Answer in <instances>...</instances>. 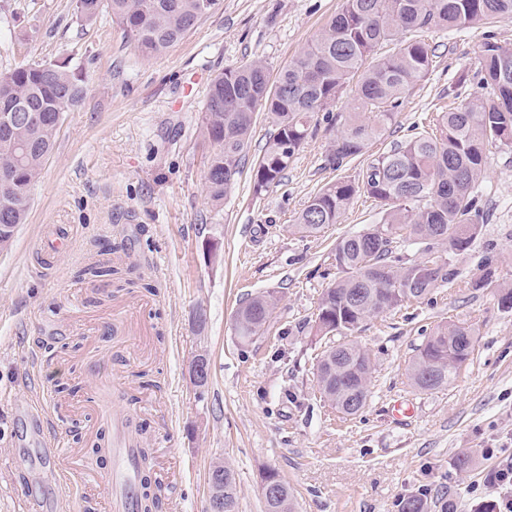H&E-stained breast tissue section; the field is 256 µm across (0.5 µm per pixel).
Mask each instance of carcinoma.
<instances>
[{"mask_svg": "<svg viewBox=\"0 0 512 512\" xmlns=\"http://www.w3.org/2000/svg\"><path fill=\"white\" fill-rule=\"evenodd\" d=\"M218 0H75L76 16L92 22L106 12L146 59L178 45L206 17L202 5ZM512 15V0H342L338 13L320 35L283 66L269 86L260 60L224 69L212 78L201 122L212 147L205 173L211 205L220 208L241 174L252 138L254 117L263 110L275 132L253 167L256 196L278 184L294 156L312 136L315 114L328 112L350 90L356 73L353 111L330 141L327 161L339 170L384 136L405 92L423 81L433 67L435 50L408 34L472 24L494 26ZM393 51L380 56L381 46ZM479 91L440 113L435 130L426 129L373 157L358 178H342L322 187L296 218L295 228L315 236L338 223L358 195L373 199L383 213V240L367 228L336 243L339 277L324 290L311 334L322 335L319 321L332 325L339 340L323 350L317 363L322 394L345 417L349 401L365 407L372 371L369 353L350 336L368 317L427 298L459 271L440 249L465 252L483 219L476 183L485 168V151L512 143V51L488 35L482 47ZM82 69L68 62L17 66L0 75V250L12 244L25 223L31 194L50 156L61 118L62 102L76 106L83 98ZM422 244L434 254L432 265L406 261L401 248ZM91 280L124 279L112 259H98L79 271ZM472 287L494 290L501 306L512 309V286L500 283L493 262L485 264ZM278 302L271 292L245 299L238 307L235 333L243 343L262 335ZM476 332L469 326L437 327L417 348L408 369L411 385L436 390L450 384L474 350ZM279 496L263 500V512H294L293 493L273 472ZM166 486L154 481L143 493L141 512H156ZM224 497L238 512L233 468L224 465Z\"/></svg>", "mask_w": 512, "mask_h": 512, "instance_id": "1", "label": "carcinoma"}]
</instances>
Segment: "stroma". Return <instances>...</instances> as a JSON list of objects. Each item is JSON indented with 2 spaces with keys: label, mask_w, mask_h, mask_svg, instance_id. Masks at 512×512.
Listing matches in <instances>:
<instances>
[{
  "label": "stroma",
  "mask_w": 512,
  "mask_h": 512,
  "mask_svg": "<svg viewBox=\"0 0 512 512\" xmlns=\"http://www.w3.org/2000/svg\"><path fill=\"white\" fill-rule=\"evenodd\" d=\"M341 4L221 0L177 46L144 60L109 16L82 25L75 0H0L11 17L0 32V72L68 58L85 87L63 115L26 223L0 252V512H84L34 452L27 416L36 393L46 409L63 405L58 437L75 449L79 477L112 466L96 453L111 435L100 401L150 449L154 466H176L181 482L163 512H206L216 462L236 472L239 512H262L259 479L269 468L292 489L297 512H398L402 498L421 491L429 512L450 500L455 512H477L497 498L486 476L512 454V311L471 283L491 256L512 284V147L486 150L484 222L453 258L455 284L371 316L354 333L374 370L365 408L345 419L318 392L313 365L326 341L310 327L336 277L337 241L381 216L359 196L317 236H301L294 222L324 184L357 178L369 157L432 125L452 103L449 88L476 92L486 35L512 50V17L490 31L423 32L436 62L383 138L336 171L327 163L335 130L318 120L280 183L260 196L252 161L275 127L258 112L236 185L221 208L207 199L210 147L199 128L210 80L252 59L277 72ZM61 229L69 247L44 258L42 243ZM105 241L131 269L125 291L78 275ZM266 291L279 298L270 324L241 344L237 308ZM446 323L474 328V351L448 386L416 389L409 360ZM199 354L210 363L203 387L190 378ZM398 401L412 405L411 417H393ZM463 454L473 459L465 472L454 466Z\"/></svg>",
  "instance_id": "obj_1"
}]
</instances>
